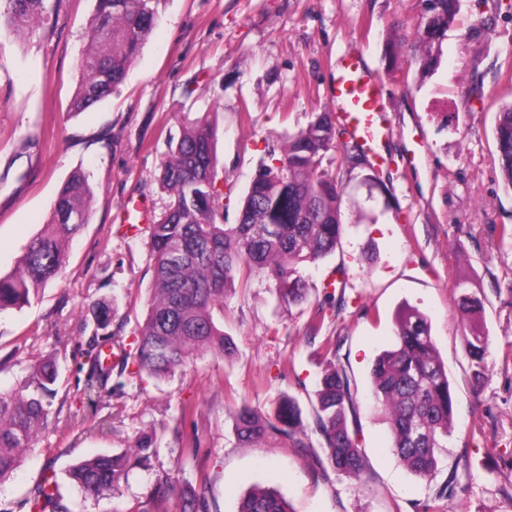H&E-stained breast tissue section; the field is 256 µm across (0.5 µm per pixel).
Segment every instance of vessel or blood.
<instances>
[{"label": "vessel or blood", "instance_id": "b4317fda", "mask_svg": "<svg viewBox=\"0 0 512 512\" xmlns=\"http://www.w3.org/2000/svg\"><path fill=\"white\" fill-rule=\"evenodd\" d=\"M334 96L355 136L363 144L373 145L383 134L381 116L385 105L374 77L363 62L356 58L342 62Z\"/></svg>", "mask_w": 512, "mask_h": 512}]
</instances>
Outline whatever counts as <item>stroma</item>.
Wrapping results in <instances>:
<instances>
[{"mask_svg": "<svg viewBox=\"0 0 512 512\" xmlns=\"http://www.w3.org/2000/svg\"><path fill=\"white\" fill-rule=\"evenodd\" d=\"M95 6L47 0L43 16L0 33V275L14 272L73 172L89 173L93 187L90 219L62 272L29 304L0 313V391L20 388L43 356L59 368L55 411L0 480V512H29L27 494L46 473L72 512H138L167 473L186 488L207 481L217 512H237L256 486L278 489L294 512H417L426 500L438 512H512V236L502 234L512 226V192L493 135L498 103L512 99V0H461L431 74L420 68L416 37L423 0H161L162 23L123 83L75 113ZM350 56L383 80L389 134L370 152L371 168L336 152L343 232L333 254L302 267L304 299H281L262 276L234 285L214 312L228 353L195 352L160 378L125 374L120 392L104 390L84 408L80 368L93 303H111L109 345L119 354L145 318L150 227L169 200L158 177L185 117L207 115L215 131L229 190L224 221L236 223L268 148L283 149L313 113L335 111L332 78ZM332 279L346 281V303L329 308ZM464 293L484 303L490 356L479 382L464 351ZM406 303L429 320L456 405L432 480L391 452L388 421L368 397L374 361L392 346ZM329 340L359 388L348 424L366 450L361 483L330 466L313 424ZM286 397L302 409L298 439L238 438L240 404L267 413ZM146 434L149 459L112 494L88 497L70 483L72 465L128 451ZM194 438L198 458L187 451ZM451 477L466 492L436 499Z\"/></svg>", "mask_w": 512, "mask_h": 512, "instance_id": "stroma-1", "label": "stroma"}]
</instances>
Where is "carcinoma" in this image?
<instances>
[{
  "label": "carcinoma",
  "mask_w": 512,
  "mask_h": 512,
  "mask_svg": "<svg viewBox=\"0 0 512 512\" xmlns=\"http://www.w3.org/2000/svg\"><path fill=\"white\" fill-rule=\"evenodd\" d=\"M12 21L45 12V0H3ZM161 0H96V14L86 28L85 51L80 59L82 80L72 110L84 111L100 102L120 83L133 58L159 21ZM425 17L417 35L427 49L421 66L436 64L434 44L454 25L460 0H426ZM347 133L338 115L314 116L294 134L288 147L272 164L262 165L242 199L237 223H224L220 206L214 132L206 116L185 118L180 139L170 148L159 183L169 202L150 234L154 288L146 317L139 325L134 352L123 355L121 368L132 365L136 373L161 377L181 367L194 349L209 347L220 353L230 348L212 316L224 303V290L235 279L248 285L255 276L274 282L279 295L290 302L303 298L301 266L332 254L340 241L343 191L324 161L337 149V136ZM494 138L501 180L512 190V103L500 105ZM88 177L74 174L54 200L49 221L27 245L15 272L0 276V312L19 309L64 265L62 245L88 223ZM483 301L472 295L459 299L461 316L473 321L464 349L474 379L483 377L488 356V336L476 319ZM97 328L112 320V304L99 302L93 310ZM103 341L93 335L87 356L93 366L85 379L87 403L96 402L112 374L101 363ZM338 348L327 345L330 356L316 393L315 430L323 449L339 473L362 479L365 450L356 431L349 429L358 387L344 366L336 364ZM58 368L44 358L35 363L20 388L0 393V480L19 465L39 427L52 413ZM371 394L390 424L391 448L412 473L433 478L439 449L452 433L455 402L448 372L428 323L419 309L407 306L396 319L395 342L378 355L372 369ZM238 435L245 441L265 434L291 436L302 426V412L290 397L263 415L247 406L235 413ZM153 438L143 436L132 453L149 458ZM130 453V454H132ZM129 453L99 455L69 471L72 483L88 496L99 497L116 489L125 476ZM177 491L167 477L153 496L155 512ZM31 512H70L61 504L58 486L43 477L26 498ZM181 512H213L207 484L190 492ZM238 512H292L286 499L273 488L256 487L241 501Z\"/></svg>",
  "instance_id": "carcinoma-1"
}]
</instances>
